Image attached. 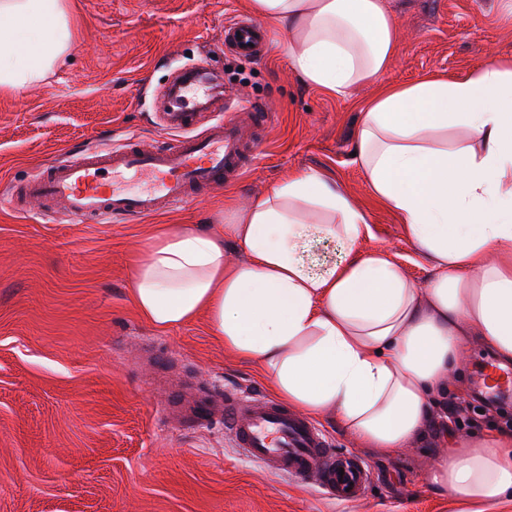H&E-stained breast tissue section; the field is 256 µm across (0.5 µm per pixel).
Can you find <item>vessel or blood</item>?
<instances>
[{"mask_svg":"<svg viewBox=\"0 0 512 512\" xmlns=\"http://www.w3.org/2000/svg\"><path fill=\"white\" fill-rule=\"evenodd\" d=\"M269 41L265 29L247 19L224 27L225 44L247 60L260 56ZM187 85L198 88V95L175 92L176 108L164 115L176 134L171 142L132 141L108 152L53 160L43 174L24 184L21 195L83 221L102 216L121 223L186 204L199 190H218L239 180L254 159L242 129L261 134L272 122L270 113L240 104L233 117L215 118L206 130L195 132L199 113L210 108L215 93L204 79H190ZM478 385L489 397H507L512 394V369L488 364ZM179 411L197 422L211 417L213 408L210 401L193 397L183 399ZM224 432L246 458L279 475L314 479L338 501L358 499L368 481L362 463L336 453L309 418L282 402L225 393Z\"/></svg>","mask_w":512,"mask_h":512,"instance_id":"obj_1","label":"vessel or blood"}]
</instances>
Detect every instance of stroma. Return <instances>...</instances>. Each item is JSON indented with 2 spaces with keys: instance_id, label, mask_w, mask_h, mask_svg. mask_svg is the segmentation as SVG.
I'll use <instances>...</instances> for the list:
<instances>
[{
  "instance_id": "obj_1",
  "label": "stroma",
  "mask_w": 512,
  "mask_h": 512,
  "mask_svg": "<svg viewBox=\"0 0 512 512\" xmlns=\"http://www.w3.org/2000/svg\"><path fill=\"white\" fill-rule=\"evenodd\" d=\"M399 30L388 83L456 78L489 53L512 57V21L495 0H387ZM77 35L40 84L0 95V195L52 156L108 150L129 136L168 142L159 102L169 77L208 62L231 102L274 116L244 177L171 211L129 224L76 223L0 206V512H460L436 497L428 471L446 437L512 431V399L475 392L493 357L477 338L432 408L425 436L382 455L338 423L317 425L372 469L358 500L244 460L220 414L188 429L179 389L221 403L225 392L269 394L256 366L229 357L205 318L160 332L129 291L136 259L159 226L215 228L224 203L268 192L299 169L332 174L366 211L368 250H383L419 285L433 272L400 217L375 201L354 162L355 131L374 86L339 99L291 68L286 38L270 33L264 59L224 45V25L246 0H73Z\"/></svg>"
}]
</instances>
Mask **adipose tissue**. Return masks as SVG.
I'll use <instances>...</instances> for the list:
<instances>
[{"label":"adipose tissue","instance_id":"1","mask_svg":"<svg viewBox=\"0 0 512 512\" xmlns=\"http://www.w3.org/2000/svg\"><path fill=\"white\" fill-rule=\"evenodd\" d=\"M249 6L285 35L306 83L340 99L376 85L354 161L433 276L416 287L387 252H363L365 211L332 176L297 170L233 205L218 230L157 234L132 298L162 331L206 315L225 351L260 368L289 406L338 418L363 447L392 454L424 435L465 337L512 361V58L386 84L398 29L385 0ZM74 35L71 0H0V93L43 81ZM318 238L336 241L340 260L312 262ZM228 240L244 262L226 263ZM429 481L469 512L512 502V432L458 442Z\"/></svg>","mask_w":512,"mask_h":512}]
</instances>
